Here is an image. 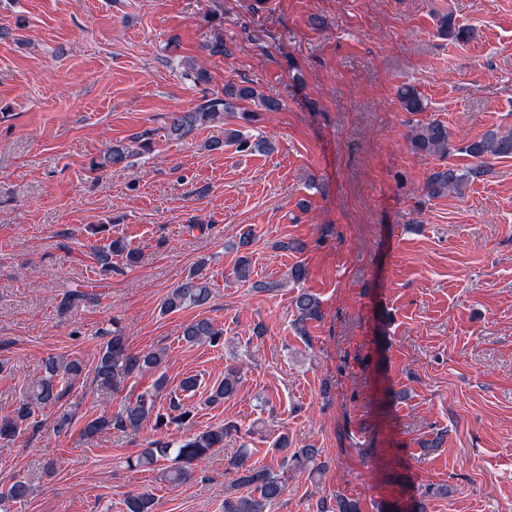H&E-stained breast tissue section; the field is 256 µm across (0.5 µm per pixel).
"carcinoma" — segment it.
<instances>
[{"label":"carcinoma","instance_id":"carcinoma-1","mask_svg":"<svg viewBox=\"0 0 512 512\" xmlns=\"http://www.w3.org/2000/svg\"><path fill=\"white\" fill-rule=\"evenodd\" d=\"M438 34L454 42L467 43L472 38V29L460 25L450 15L442 16L438 21ZM258 100L266 110L278 108L272 99L257 96L250 86H224V97L213 98L197 105L187 112H176L171 116L169 133L175 137H184L197 127L214 121L224 114L234 115L239 103ZM397 99L401 107L408 112H422L426 109L424 98L419 90L412 85H402L397 89ZM409 142L412 151L446 157L453 145L450 140L448 126L440 121H432L411 130ZM237 146L241 151L251 148L269 147L264 141L250 144L239 131L224 130V138L211 140L206 149L210 152L222 151L227 146ZM459 152L479 162L492 157L512 158V130L503 132L498 128L490 129L480 137L466 142ZM138 155L127 145L114 144L108 149L105 161L111 166H123L127 161ZM478 173V169L459 167L448 164L430 174L424 189L427 195L436 197L445 193L460 194L466 188L470 178ZM125 256L126 263H136L138 256L127 248L122 239H114L108 245L98 248L96 259L102 268H112V256ZM211 298L209 284L199 276L198 271L190 272L172 289L164 303V310L171 313L187 307H203ZM96 296L87 292L72 289L65 293L59 308L69 310L80 301H90ZM297 312V322L304 324L309 320L321 317V306L318 298L302 289L293 299ZM188 343L209 342L215 344L223 336V332L203 318L189 323L183 332ZM165 359L161 350L149 352H133L128 348L126 338L117 322H112L111 337L99 352L94 367V379L98 386L114 393L131 377L158 370ZM45 375L29 385L27 398L22 401L10 418L0 419V439L13 437L22 427L31 422L34 409L57 404L63 397L61 384H76L83 374V364L78 359L68 362L50 357L44 364ZM239 377L233 369L224 375V382L211 393L210 400L215 403L229 399L238 390ZM163 390V383L157 382L152 390L139 394L135 400L123 404L115 414L100 415L87 421L83 435L93 436L107 427L116 429H138L150 418L163 424L164 414L157 411L156 400ZM238 431L237 426L226 424L202 431L192 438L174 444L162 439L156 440L133 459L128 466L143 470H152L163 466V477L166 481L178 484L187 481L192 475V467L205 460L207 455L224 447V438L231 432ZM276 449L283 453L282 467L307 474L311 480H318L322 465L318 463L320 449L299 448L288 452V438L283 436L276 442ZM249 450L240 448L238 453L228 460L229 468L235 472V479L224 494V512H268V507L279 499L286 491V479L268 467H259L248 463ZM32 494V486L24 480H16L0 489V512H9L12 503H21ZM154 498L149 493H141L126 498V512H153Z\"/></svg>","mask_w":512,"mask_h":512}]
</instances>
